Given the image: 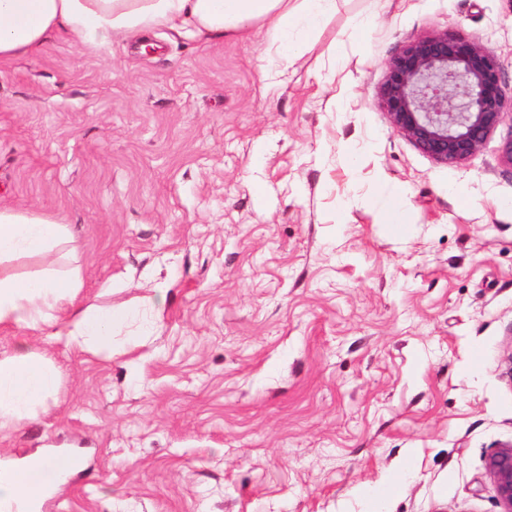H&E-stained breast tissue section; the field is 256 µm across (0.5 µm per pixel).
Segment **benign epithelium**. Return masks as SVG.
I'll return each instance as SVG.
<instances>
[{
    "instance_id": "benign-epithelium-1",
    "label": "benign epithelium",
    "mask_w": 512,
    "mask_h": 512,
    "mask_svg": "<svg viewBox=\"0 0 512 512\" xmlns=\"http://www.w3.org/2000/svg\"><path fill=\"white\" fill-rule=\"evenodd\" d=\"M377 104L391 128L443 165L470 158L512 116L494 50L446 31L406 45L386 64ZM501 512H512V442L486 461Z\"/></svg>"
}]
</instances>
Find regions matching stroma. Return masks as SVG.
Segmentation results:
<instances>
[{"label":"stroma","instance_id":"stroma-1","mask_svg":"<svg viewBox=\"0 0 512 512\" xmlns=\"http://www.w3.org/2000/svg\"><path fill=\"white\" fill-rule=\"evenodd\" d=\"M439 31L512 82V0H336L297 58L255 25L0 64V205L66 224L75 306L128 314L97 354L0 326V358L60 373L0 458L83 461L38 512H500L508 129L440 165L376 105L385 62Z\"/></svg>","mask_w":512,"mask_h":512}]
</instances>
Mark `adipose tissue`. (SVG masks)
Returning a JSON list of instances; mask_svg holds the SVG:
<instances>
[{
  "label": "adipose tissue",
  "mask_w": 512,
  "mask_h": 512,
  "mask_svg": "<svg viewBox=\"0 0 512 512\" xmlns=\"http://www.w3.org/2000/svg\"><path fill=\"white\" fill-rule=\"evenodd\" d=\"M335 10L336 0H0V63L39 53L62 34L89 46L157 27L215 39L243 35L257 22L271 46L296 55ZM69 240L67 225L48 215L0 207V325L32 333L50 327L65 346L110 350L113 324L127 314L93 303L74 307L79 270L61 276L53 269L58 249ZM22 257L39 258L45 267L19 276L10 264ZM58 386V369L46 352L0 358V432L20 419L38 418ZM73 465V457L53 455L0 467V512H29L50 479Z\"/></svg>",
  "instance_id": "ef3b65f1"
}]
</instances>
